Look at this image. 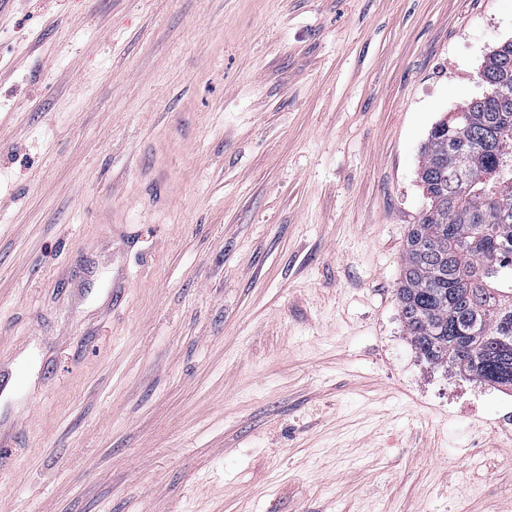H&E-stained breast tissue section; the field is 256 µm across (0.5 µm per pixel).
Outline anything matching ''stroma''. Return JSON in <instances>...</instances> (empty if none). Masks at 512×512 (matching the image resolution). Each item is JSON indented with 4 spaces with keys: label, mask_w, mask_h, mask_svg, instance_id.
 <instances>
[{
    "label": "stroma",
    "mask_w": 512,
    "mask_h": 512,
    "mask_svg": "<svg viewBox=\"0 0 512 512\" xmlns=\"http://www.w3.org/2000/svg\"><path fill=\"white\" fill-rule=\"evenodd\" d=\"M512 0H10L6 512H512L505 387L396 287Z\"/></svg>",
    "instance_id": "35a3bbf8"
}]
</instances>
